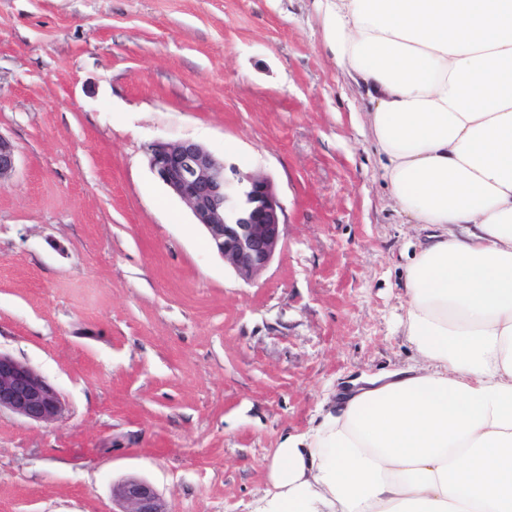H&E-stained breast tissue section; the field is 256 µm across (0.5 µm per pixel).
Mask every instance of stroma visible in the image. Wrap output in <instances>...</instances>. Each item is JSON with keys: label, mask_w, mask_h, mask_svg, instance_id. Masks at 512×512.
I'll return each mask as SVG.
<instances>
[{"label": "stroma", "mask_w": 512, "mask_h": 512, "mask_svg": "<svg viewBox=\"0 0 512 512\" xmlns=\"http://www.w3.org/2000/svg\"><path fill=\"white\" fill-rule=\"evenodd\" d=\"M318 0H0V351L61 393L0 414V512H250L281 437L413 364L407 223L323 47ZM192 140L268 176L286 224L246 282L152 174ZM112 498L124 510L120 512H171L168 503L148 482L130 478L112 489Z\"/></svg>", "instance_id": "obj_1"}]
</instances>
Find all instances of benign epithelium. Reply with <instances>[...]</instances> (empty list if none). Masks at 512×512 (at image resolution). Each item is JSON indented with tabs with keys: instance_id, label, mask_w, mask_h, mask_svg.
Segmentation results:
<instances>
[{
	"instance_id": "benign-epithelium-1",
	"label": "benign epithelium",
	"mask_w": 512,
	"mask_h": 512,
	"mask_svg": "<svg viewBox=\"0 0 512 512\" xmlns=\"http://www.w3.org/2000/svg\"><path fill=\"white\" fill-rule=\"evenodd\" d=\"M155 177L180 199L202 225L215 250L243 280L260 275L276 254L286 224L271 180L228 163L191 141H154L147 147ZM16 148L0 135V181L16 168ZM37 423L59 420L64 402L56 388L31 365L0 351V412ZM122 512H171L148 482L130 478L112 489Z\"/></svg>"
}]
</instances>
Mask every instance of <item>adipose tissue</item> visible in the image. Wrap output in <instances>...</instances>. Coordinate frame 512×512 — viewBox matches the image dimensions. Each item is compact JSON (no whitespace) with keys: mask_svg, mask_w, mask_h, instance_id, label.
<instances>
[{"mask_svg":"<svg viewBox=\"0 0 512 512\" xmlns=\"http://www.w3.org/2000/svg\"><path fill=\"white\" fill-rule=\"evenodd\" d=\"M383 178L437 226L406 270L421 363L285 438L253 512H512V0H319Z\"/></svg>","mask_w":512,"mask_h":512,"instance_id":"ef3b65f1","label":"adipose tissue"}]
</instances>
